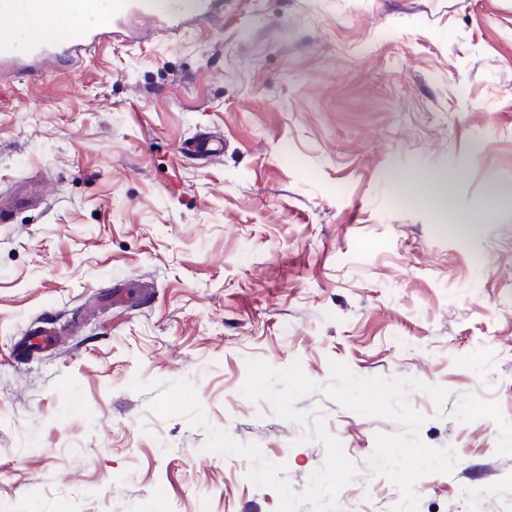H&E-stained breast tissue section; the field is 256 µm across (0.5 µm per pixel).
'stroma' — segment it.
<instances>
[{"instance_id":"35a3bbf8","label":"stroma","mask_w":512,"mask_h":512,"mask_svg":"<svg viewBox=\"0 0 512 512\" xmlns=\"http://www.w3.org/2000/svg\"><path fill=\"white\" fill-rule=\"evenodd\" d=\"M31 179L0 512H512V0L131 19L0 80V197ZM182 150L205 159H211L223 153L224 144L222 142L216 143L209 136L201 135L194 140L185 142L182 145ZM20 345L21 353L36 349H45L56 345L60 338L51 327L43 326L27 335Z\"/></svg>"}]
</instances>
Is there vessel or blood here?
<instances>
[{
    "label": "vessel or blood",
    "instance_id": "vessel-or-blood-1",
    "mask_svg": "<svg viewBox=\"0 0 512 512\" xmlns=\"http://www.w3.org/2000/svg\"><path fill=\"white\" fill-rule=\"evenodd\" d=\"M35 0H0V78L5 79L24 71L41 77V62L56 59L71 61L81 51L111 38L117 20L135 14L148 19L162 29L176 27L183 11L184 0H59L58 16L64 20L62 35L52 41H42L36 33L17 30L14 20L20 13L32 10ZM185 152L205 159L219 156L223 143L202 135L185 142ZM59 337L45 326L29 333L20 345L21 352L45 349L56 345Z\"/></svg>",
    "mask_w": 512,
    "mask_h": 512
}]
</instances>
